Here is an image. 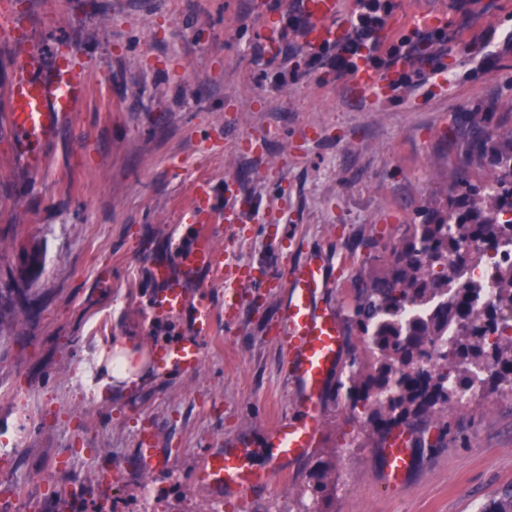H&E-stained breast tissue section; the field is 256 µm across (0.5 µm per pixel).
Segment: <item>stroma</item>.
Here are the masks:
<instances>
[{
    "mask_svg": "<svg viewBox=\"0 0 512 512\" xmlns=\"http://www.w3.org/2000/svg\"><path fill=\"white\" fill-rule=\"evenodd\" d=\"M254 3L0 0V92L33 48L68 55L89 89L39 146L36 169L17 158L0 96V287L20 313L0 326V438L13 443L0 451V512H98L103 498L108 512H299L322 457L336 464L325 512H481L512 487V392L467 395L447 433L414 442L394 491L382 449L332 381L317 446L267 489L216 498L198 485L207 455L239 441L268 468L272 422L300 411L269 277L325 254L324 300L346 318L356 272L379 267L419 209L448 193L464 115L512 114V0H388V43L434 12L458 39L435 74L412 75L377 106L350 102L286 24L270 59ZM202 179L205 199L194 194ZM240 199L243 222L226 230L214 217ZM206 223L228 261L253 270L236 319L224 320L223 280L198 272L187 287L211 313L200 369L152 371L97 401L100 357L118 338L149 353L191 335L190 314L156 311L153 269ZM30 248L41 255L32 274ZM145 442L163 468L138 465ZM108 469L118 480L104 488Z\"/></svg>",
    "mask_w": 512,
    "mask_h": 512,
    "instance_id": "35a3bbf8",
    "label": "stroma"
}]
</instances>
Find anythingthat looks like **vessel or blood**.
Masks as SVG:
<instances>
[{
	"mask_svg": "<svg viewBox=\"0 0 512 512\" xmlns=\"http://www.w3.org/2000/svg\"><path fill=\"white\" fill-rule=\"evenodd\" d=\"M303 8L309 19L306 29L309 45L343 43L346 26L339 21L342 0H303ZM392 84L389 73L373 68L360 58L344 91L352 101L376 103L387 95ZM86 92L83 71L64 62L47 63L44 53L38 49L23 58L16 78L5 92L10 123L21 137V159L33 166L42 164L37 145L54 136L60 115L76 111ZM210 235V225H200L197 244L191 251L176 252L172 264L155 269L156 277L164 284L157 308L169 314L192 311L194 328L193 335L154 351L159 374L190 373L202 362L199 338L210 329L209 307L204 299L193 298L185 283L203 269L225 274L223 254L212 245ZM225 276L224 317L229 320L240 309L241 290L251 282L252 275L248 267L240 266ZM274 285L280 300L277 329L293 354L292 375L302 389V414L273 423L270 429L271 443L276 450L273 468L261 473L250 471L242 451L210 456L200 480L216 494L231 489L249 495L266 488L285 462L302 458L314 448L319 433L320 397L342 355L345 343L342 324L336 312L320 302L332 285L324 256H309L278 276ZM409 441L408 434L393 435L383 450L387 479L396 489L401 488L411 466Z\"/></svg>",
	"mask_w": 512,
	"mask_h": 512,
	"instance_id": "vessel-or-blood-1",
	"label": "vessel or blood"
}]
</instances>
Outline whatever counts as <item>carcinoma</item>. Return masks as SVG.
<instances>
[{
  "label": "carcinoma",
  "mask_w": 512,
  "mask_h": 512,
  "mask_svg": "<svg viewBox=\"0 0 512 512\" xmlns=\"http://www.w3.org/2000/svg\"><path fill=\"white\" fill-rule=\"evenodd\" d=\"M492 112H471L457 147L462 166L457 170L452 194L421 209L423 219L408 224L391 248L384 265L355 279L348 314L349 330L358 345L345 365L347 408L363 415L370 434L384 445L397 427L422 434L443 430L448 409L474 388L497 391L512 385V338L505 335L512 319V264L500 267L492 281L493 299L476 308L478 288L449 290L461 268L479 265L487 251H462L463 243L478 239L494 248L500 240L512 241V121L499 118L490 130ZM488 168L491 180L472 181L471 169ZM427 313L404 318L408 306ZM465 330L448 338V324ZM443 350L439 367L423 368L431 348ZM491 367L494 373L480 379L474 370ZM336 464L321 460L310 475L312 508L335 489Z\"/></svg>",
  "instance_id": "1"
}]
</instances>
